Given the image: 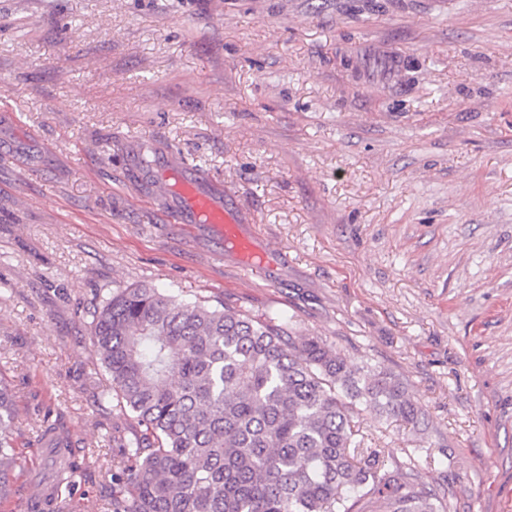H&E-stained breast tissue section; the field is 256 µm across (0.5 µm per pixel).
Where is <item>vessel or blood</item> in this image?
<instances>
[{
  "mask_svg": "<svg viewBox=\"0 0 512 512\" xmlns=\"http://www.w3.org/2000/svg\"><path fill=\"white\" fill-rule=\"evenodd\" d=\"M159 181L176 197L175 221L200 224L214 234L217 245L231 246L239 263L246 268L263 262L261 252L244 234L237 203L225 198L203 170L183 163L160 170Z\"/></svg>",
  "mask_w": 512,
  "mask_h": 512,
  "instance_id": "b4317fda",
  "label": "vessel or blood"
}]
</instances>
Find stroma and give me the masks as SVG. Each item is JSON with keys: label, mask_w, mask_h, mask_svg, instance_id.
Listing matches in <instances>:
<instances>
[{"label": "stroma", "mask_w": 512, "mask_h": 512, "mask_svg": "<svg viewBox=\"0 0 512 512\" xmlns=\"http://www.w3.org/2000/svg\"><path fill=\"white\" fill-rule=\"evenodd\" d=\"M180 160L259 272L166 222ZM141 283L399 375L424 424L354 420L385 465L512 512V0H0V375L22 448L62 418L71 512H112L91 313Z\"/></svg>", "instance_id": "1"}]
</instances>
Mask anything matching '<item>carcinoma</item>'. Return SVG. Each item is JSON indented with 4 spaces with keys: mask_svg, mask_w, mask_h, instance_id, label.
I'll return each instance as SVG.
<instances>
[{
    "mask_svg": "<svg viewBox=\"0 0 512 512\" xmlns=\"http://www.w3.org/2000/svg\"><path fill=\"white\" fill-rule=\"evenodd\" d=\"M90 339L112 399L134 424H112V512H447L422 487L415 449L388 470L355 437L354 415L418 425L407 384L351 368L317 337L298 339L278 312L186 301L148 284L92 312ZM15 392L0 377V501L21 457ZM52 442L53 499L26 512H66L81 465L60 420Z\"/></svg>",
    "mask_w": 512,
    "mask_h": 512,
    "instance_id": "1",
    "label": "carcinoma"
}]
</instances>
